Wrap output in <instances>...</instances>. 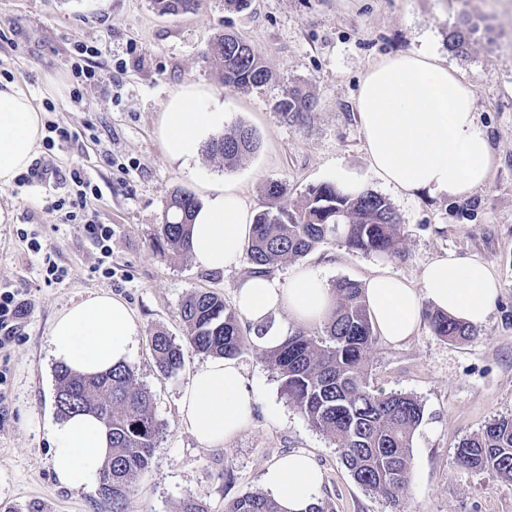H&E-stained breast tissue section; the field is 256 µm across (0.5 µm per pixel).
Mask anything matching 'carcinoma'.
Listing matches in <instances>:
<instances>
[{"label": "carcinoma", "instance_id": "carcinoma-1", "mask_svg": "<svg viewBox=\"0 0 512 512\" xmlns=\"http://www.w3.org/2000/svg\"><path fill=\"white\" fill-rule=\"evenodd\" d=\"M162 14L195 11L201 0H154ZM474 27L467 22L448 29V51L464 55ZM219 67L224 87L251 89L265 85L270 72L260 51L234 32H224L206 49ZM314 108L301 85L288 87L276 103L287 121L300 123ZM255 130L227 127L212 137L207 153L237 167L258 148ZM264 205L255 217L245 244L250 274L267 275L279 264L306 256L314 248L340 241L350 250L391 257L400 254V220L382 195L364 190L343 192L336 184L308 188L298 204L288 203V188L270 181L263 188ZM199 201L191 194H171L158 237L177 253H189V226ZM191 348L208 356L234 358L251 347L237 313L212 291L188 296L180 308ZM432 332L445 339H466L477 328L438 310L426 313ZM160 370L173 374L184 363L183 346L163 330L148 336ZM377 342L361 285L344 279L336 284V303L324 323V336L298 327L266 357L277 370L282 391L308 423L331 437L341 449L345 467L366 490L397 506L411 481L412 437L424 416L420 400L407 393L375 391L368 382V352ZM55 402L61 418L91 412L107 429L112 455L100 474L112 476L99 493L111 512H125L136 483L154 464L162 424L154 415L151 391L139 384L133 369L120 365L96 376L76 374L64 366L55 371ZM457 460L466 470L495 473L512 486V415L492 419L478 434L465 439ZM225 512H283L271 497L247 492L233 499Z\"/></svg>", "mask_w": 512, "mask_h": 512}]
</instances>
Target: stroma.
Here are the masks:
<instances>
[{
	"label": "stroma",
	"mask_w": 512,
	"mask_h": 512,
	"mask_svg": "<svg viewBox=\"0 0 512 512\" xmlns=\"http://www.w3.org/2000/svg\"><path fill=\"white\" fill-rule=\"evenodd\" d=\"M463 17L476 32L467 54L457 56L445 36ZM227 30L259 49L272 73L266 85L224 86L205 49ZM81 44L95 51L96 77L77 85L71 70ZM408 52L439 56L472 86L495 162L487 183L466 198L401 195L369 169L354 108L359 81L374 62ZM9 82L32 94L46 124L71 137L40 147L30 167L0 189V207L13 213L12 223L0 224V290L28 304L17 334L0 349V512H109L97 488L60 484L50 437L60 421L50 328L66 308L100 292L124 300L140 325L129 364L164 425L154 465L126 512H180L191 497L206 512H224L234 498L265 491L267 467L292 452L311 455L322 469L317 496L334 512H393L354 481L332 439L289 403L264 351L253 347L238 358L254 397L250 426L224 447L202 448L182 423L179 402L204 355L185 349L182 368L166 375L148 345L155 328L184 342L182 301L207 290L232 302L248 274L244 264L199 269L158 239L173 190L197 195L202 183L229 181L257 211L267 182L285 183L296 204L338 169L391 203L402 224L400 256L331 241L302 261L280 264L275 276L288 284L303 264L321 269L331 289L378 272L415 284L446 252L478 256L500 290L477 335L447 340L424 322L403 343L378 340L367 356L369 381L424 406L404 512H512V488L456 460L463 439L512 414V0H252L240 12L226 10L224 0H203L196 12L179 15L160 14L152 0H0V84ZM294 83L315 101L300 124L286 123L275 109ZM189 85L223 100L225 126L258 132L257 151L238 167L224 169L204 152L189 168L165 156L158 135L163 106ZM76 167L96 188L83 201L84 219L112 227L108 277L95 270L99 252L84 220H67L56 206L75 199L68 175ZM31 233L65 268L62 282L45 283L41 259L28 247Z\"/></svg>",
	"instance_id": "obj_1"
}]
</instances>
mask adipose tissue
<instances>
[{"label": "adipose tissue", "mask_w": 512, "mask_h": 512, "mask_svg": "<svg viewBox=\"0 0 512 512\" xmlns=\"http://www.w3.org/2000/svg\"><path fill=\"white\" fill-rule=\"evenodd\" d=\"M217 98L189 86L163 108L159 138L165 155L190 163L201 143L224 122ZM370 169L384 184L409 195L460 198L471 195L490 177L494 158L487 128L476 118L468 84L437 58L400 53L370 66L355 103ZM43 136V114L20 86L0 87V189L31 164ZM253 214L250 204L229 184L206 186L190 227V255L201 269L221 272L242 260ZM499 285L473 256L446 253L429 262L418 284L380 273L366 279L364 294L380 336L399 343L420 324L423 301L448 315L484 324ZM334 297L319 270L297 271L289 285L271 275H250L236 289L240 321L257 329L263 349L285 339L276 315L297 324L325 320ZM139 326L130 308L107 293L72 304L50 329L51 354L58 364L82 374H97L130 358ZM253 398L246 372L237 359L218 357L190 376L180 400V415L196 443L219 448L250 423ZM56 474L72 488L90 487L110 453L109 435L92 414L53 426ZM264 482L285 512H307L323 475L309 454H288L269 466Z\"/></svg>", "instance_id": "ef3b65f1"}]
</instances>
